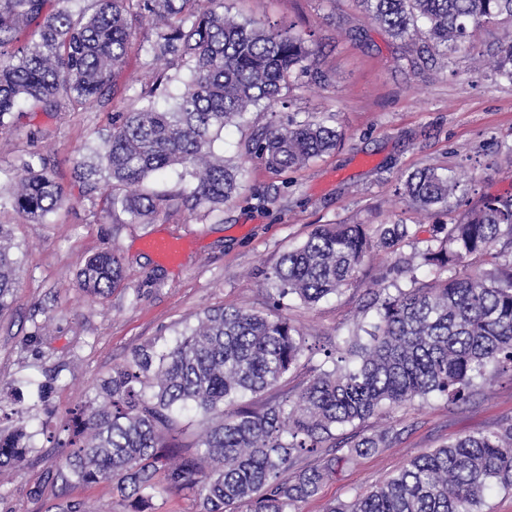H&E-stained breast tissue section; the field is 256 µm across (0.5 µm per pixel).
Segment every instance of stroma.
Returning <instances> with one entry per match:
<instances>
[{"label":"stroma","instance_id":"35a3bbf8","mask_svg":"<svg viewBox=\"0 0 512 512\" xmlns=\"http://www.w3.org/2000/svg\"><path fill=\"white\" fill-rule=\"evenodd\" d=\"M232 15L310 35L318 43L325 85L294 82L287 107H256L225 128L217 152L242 163L238 194L221 211L171 206L148 222H131L91 204L74 179V162L108 128L114 112L132 107L131 84L144 74L143 44L153 37L143 23L115 78L108 103L79 110L34 112L22 106L15 127L0 131V186H8L21 156L47 157L70 200L46 222L14 210L0 211L13 225L20 264L18 299L0 316V397L20 387L34 447L24 469H0V512H46L64 499L82 500L97 512H128L107 482L63 483L61 453L43 429L63 426L75 405L92 399L113 367L130 361L151 342L163 352L198 317L218 307L267 310L268 276L283 252L322 224H402L396 247L375 253L341 294L309 306L291 300L284 314L303 333L307 351L275 389L295 397L321 369L329 350L355 318L371 322L366 304L382 288L399 258L433 245L445 216L421 213L397 200L409 173L437 167L467 176L454 215L479 208L483 196H512V84L475 71L466 53L411 55L406 43L371 22L356 0H224ZM327 118L339 134L335 148L306 166L275 174L246 159L247 141L270 122ZM164 237L182 242L176 260L160 259L147 246ZM120 254L125 279L112 295L91 302L77 286L85 260L103 250ZM50 385L47 399L36 396ZM512 422V373L480 384L464 403L440 397L416 400L336 431L354 440L385 427L398 437L388 448L340 466L298 512H327L334 504L373 490L410 460L459 436Z\"/></svg>","mask_w":512,"mask_h":512}]
</instances>
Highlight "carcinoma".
<instances>
[{
	"label": "carcinoma",
	"mask_w": 512,
	"mask_h": 512,
	"mask_svg": "<svg viewBox=\"0 0 512 512\" xmlns=\"http://www.w3.org/2000/svg\"><path fill=\"white\" fill-rule=\"evenodd\" d=\"M0 0V130L13 125L23 103L43 112L105 98L143 20L155 28L145 47V80L138 106L115 113L75 174L85 196L103 189L108 208L147 221L176 203L214 211L231 200L242 166L218 155L224 127L260 103H285L292 80L320 86L318 45L293 29L239 19L224 0ZM368 18L394 36L452 55L472 47L473 32L506 17L512 0H358ZM35 25L32 42L20 35ZM477 70L512 83V34L477 54ZM167 107L158 109V99ZM339 134L323 120L278 124L251 139L246 155L275 170L301 168L336 147ZM182 169L189 187L160 193L149 179ZM463 178L425 168L396 191L425 214L450 211ZM67 202L48 160L23 159L11 206L43 220ZM437 245L400 261L392 283L375 293L374 321L355 323L345 353L316 374L297 396L270 395L256 408L247 395L271 391L304 355L303 334L279 310L295 296L307 305L350 286L367 255L406 237L403 224H322L285 252L269 275L275 312L208 310L173 347L133 352L112 368L94 399L72 411L67 438L56 440L63 482H108L129 512H154V500L183 487L194 490L197 512H298L334 472L292 471L294 459L314 453L334 431L416 398L450 402L470 398L490 367L512 370V198L487 196L482 205L440 224ZM12 232L0 224V313L16 299L17 261ZM493 267L482 270L484 258ZM433 274L420 280L415 271ZM124 280L116 252L89 257L79 287L93 303ZM192 406L204 420L194 454L167 441L175 415ZM0 430V467L22 469L34 434L22 424ZM388 427L352 442L353 460L391 446ZM492 490L512 492V423L459 437L411 460L364 496L329 512H487ZM55 512H94L81 500H63Z\"/></svg>",
	"instance_id": "cac0c4a2"
}]
</instances>
